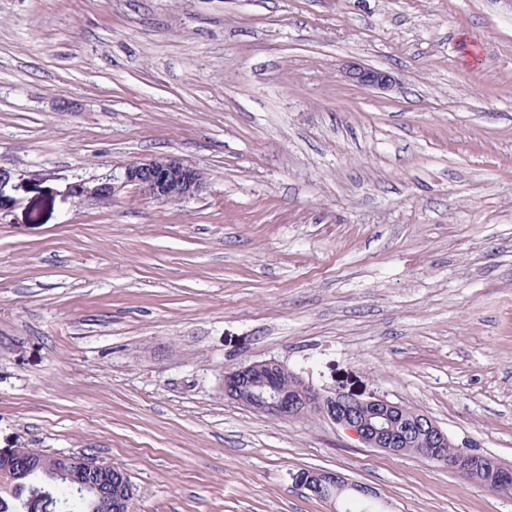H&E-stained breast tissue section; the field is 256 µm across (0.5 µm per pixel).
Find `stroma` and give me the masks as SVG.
<instances>
[{"instance_id": "1", "label": "stroma", "mask_w": 512, "mask_h": 512, "mask_svg": "<svg viewBox=\"0 0 512 512\" xmlns=\"http://www.w3.org/2000/svg\"><path fill=\"white\" fill-rule=\"evenodd\" d=\"M161 153L196 197L75 194ZM0 171V448L121 467L133 512H331L311 468L512 512L223 379L273 357L512 463V0H0ZM344 73L350 82L358 86L388 89L392 85V76L388 72L359 63L353 62L346 65Z\"/></svg>"}]
</instances>
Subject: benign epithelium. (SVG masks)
<instances>
[{"label": "benign epithelium", "instance_id": "benign-epithelium-1", "mask_svg": "<svg viewBox=\"0 0 512 512\" xmlns=\"http://www.w3.org/2000/svg\"><path fill=\"white\" fill-rule=\"evenodd\" d=\"M352 83L370 88L387 89L392 76L379 69L351 63L344 69ZM123 183L135 186L151 199L179 202L196 196L205 184L204 172L175 154H160L133 161L125 166ZM284 364L275 359L256 360L224 371V397L253 412L280 420H292L305 414L328 418L368 448H378L393 455H406V448L417 445L416 453L438 462L449 473L471 482L478 480L482 469H492L507 477L512 465L486 455L470 446L456 445L448 452V433L430 416L422 414L410 423L402 420L404 404L386 398H353L342 392L323 393L301 377L283 382ZM64 463L86 475L97 472V465L85 456H64ZM294 481L311 495L333 504L347 488L362 495L370 491L327 470H308L294 475ZM135 488L127 477H116L114 493L109 495L113 512H131Z\"/></svg>", "mask_w": 512, "mask_h": 512}]
</instances>
